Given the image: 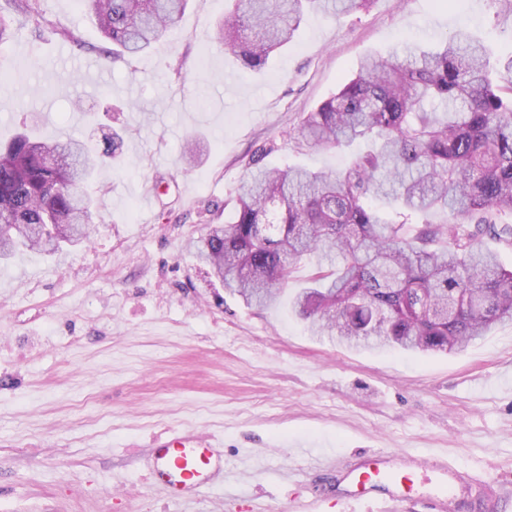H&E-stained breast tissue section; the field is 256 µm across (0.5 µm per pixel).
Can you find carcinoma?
Returning <instances> with one entry per match:
<instances>
[{
	"label": "carcinoma",
	"mask_w": 512,
	"mask_h": 512,
	"mask_svg": "<svg viewBox=\"0 0 512 512\" xmlns=\"http://www.w3.org/2000/svg\"><path fill=\"white\" fill-rule=\"evenodd\" d=\"M115 49L146 52L189 0H80ZM373 0H235L218 45L249 70L290 43L308 7L348 15ZM370 139L338 173L272 166L257 150L233 212L210 228L196 259L247 303L270 307L299 262L310 285L290 300L318 336L349 346L454 353L512 321V57L490 67L485 47L450 39L368 58L303 119L300 150ZM81 142L29 130L0 144V260L80 243L91 199L79 192L106 164ZM444 215L434 224L428 216Z\"/></svg>",
	"instance_id": "carcinoma-1"
}]
</instances>
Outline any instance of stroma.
<instances>
[{
    "label": "stroma",
    "mask_w": 512,
    "mask_h": 512,
    "mask_svg": "<svg viewBox=\"0 0 512 512\" xmlns=\"http://www.w3.org/2000/svg\"><path fill=\"white\" fill-rule=\"evenodd\" d=\"M233 0H190L146 56L106 66L77 0L14 14L0 46V141L25 126L121 152L83 190L88 243L0 263V512H304L316 480L377 449L448 450L512 506V321L457 354L349 347L287 301L247 305L189 247L233 210L259 148L340 171L365 148L298 150L303 118L369 56L448 37L512 57L504 0H374L306 13L259 71L222 52ZM104 66L101 85L79 75ZM193 144L192 162L182 160ZM224 441V485L171 501L143 475L153 436Z\"/></svg>",
    "instance_id": "1"
}]
</instances>
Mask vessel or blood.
I'll return each mask as SVG.
<instances>
[{"mask_svg":"<svg viewBox=\"0 0 512 512\" xmlns=\"http://www.w3.org/2000/svg\"><path fill=\"white\" fill-rule=\"evenodd\" d=\"M387 457V452H379L371 464L345 470L344 500L370 503L382 497L397 499L417 467L434 474L437 481L435 489L425 496L428 512H447V494L453 485L485 490L490 487L487 478L461 473L447 455L430 452L421 457L408 451L396 452L401 468L393 474L383 468ZM144 467L148 481L169 499L193 498L223 482L224 450L215 439L191 431L166 432L153 438Z\"/></svg>","mask_w":512,"mask_h":512,"instance_id":"1","label":"vessel or blood"}]
</instances>
